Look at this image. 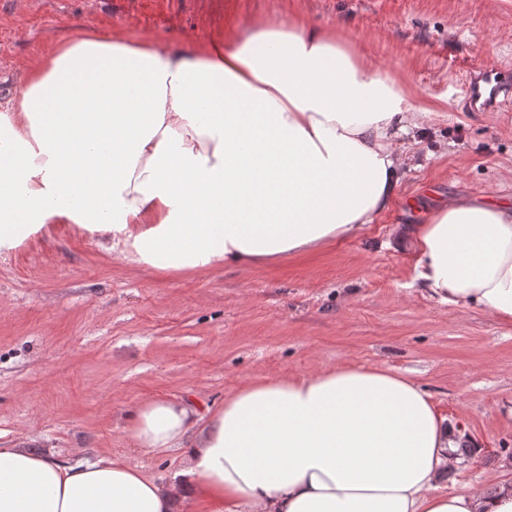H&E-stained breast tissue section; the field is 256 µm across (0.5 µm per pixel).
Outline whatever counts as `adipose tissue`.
Listing matches in <instances>:
<instances>
[{
  "label": "adipose tissue",
  "mask_w": 512,
  "mask_h": 512,
  "mask_svg": "<svg viewBox=\"0 0 512 512\" xmlns=\"http://www.w3.org/2000/svg\"><path fill=\"white\" fill-rule=\"evenodd\" d=\"M427 113L302 19L196 50L64 40L0 108V249L76 224L165 272L313 253L391 206L399 136ZM410 236L413 287L512 323L511 203L452 199ZM127 435L140 452L180 449V480L65 464L22 438L0 447V512H512V479L439 492L471 439L382 367L252 380L205 415L147 399Z\"/></svg>",
  "instance_id": "1"
}]
</instances>
